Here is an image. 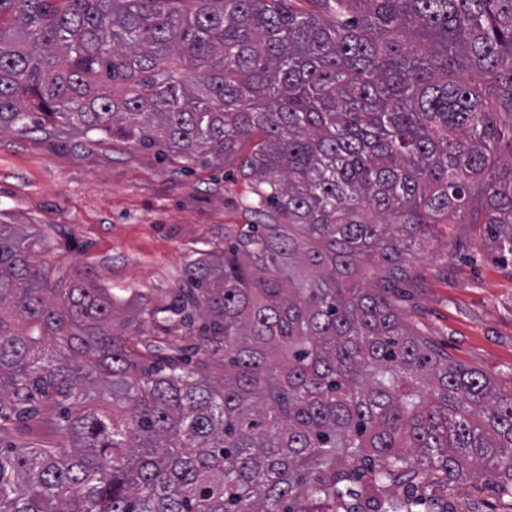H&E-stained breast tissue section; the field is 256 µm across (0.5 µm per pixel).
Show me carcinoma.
<instances>
[{
	"instance_id": "cac0c4a2",
	"label": "carcinoma",
	"mask_w": 512,
	"mask_h": 512,
	"mask_svg": "<svg viewBox=\"0 0 512 512\" xmlns=\"http://www.w3.org/2000/svg\"><path fill=\"white\" fill-rule=\"evenodd\" d=\"M178 2L0 0V134L236 161L256 219L125 314L0 224V512H459L486 470L512 497V391L390 297L440 224L512 264V0Z\"/></svg>"
}]
</instances>
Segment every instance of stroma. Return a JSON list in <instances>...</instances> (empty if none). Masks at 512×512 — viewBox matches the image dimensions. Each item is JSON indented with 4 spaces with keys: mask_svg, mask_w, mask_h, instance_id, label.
I'll return each instance as SVG.
<instances>
[{
    "mask_svg": "<svg viewBox=\"0 0 512 512\" xmlns=\"http://www.w3.org/2000/svg\"><path fill=\"white\" fill-rule=\"evenodd\" d=\"M234 164L190 162L163 148L66 130L0 136V222L36 235L52 275L89 271L118 297L157 302L186 264L223 248L252 217ZM401 320L456 363L512 390V266L479 224H452L413 264ZM461 512H512L487 481L455 488Z\"/></svg>",
    "mask_w": 512,
    "mask_h": 512,
    "instance_id": "35a3bbf8",
    "label": "stroma"
}]
</instances>
